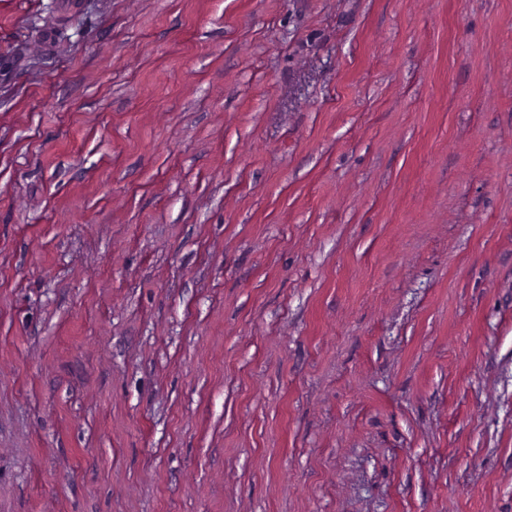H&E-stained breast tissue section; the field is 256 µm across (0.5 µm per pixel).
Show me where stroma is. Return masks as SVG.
Segmentation results:
<instances>
[{"mask_svg":"<svg viewBox=\"0 0 512 512\" xmlns=\"http://www.w3.org/2000/svg\"><path fill=\"white\" fill-rule=\"evenodd\" d=\"M0 512H512V0H0Z\"/></svg>","mask_w":512,"mask_h":512,"instance_id":"stroma-1","label":"stroma"}]
</instances>
